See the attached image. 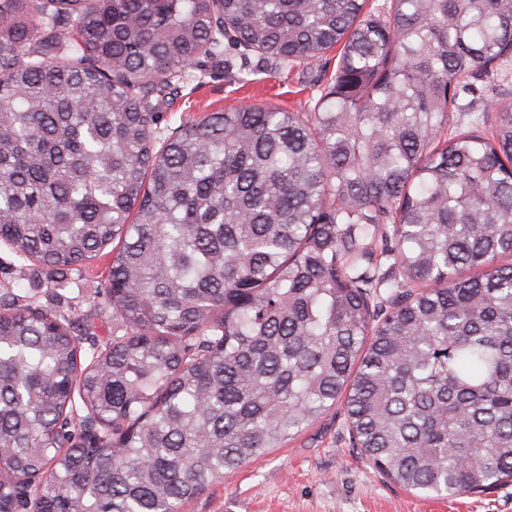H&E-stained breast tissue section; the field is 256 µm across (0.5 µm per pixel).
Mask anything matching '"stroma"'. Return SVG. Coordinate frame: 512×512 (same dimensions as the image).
Here are the masks:
<instances>
[{"label":"stroma","mask_w":512,"mask_h":512,"mask_svg":"<svg viewBox=\"0 0 512 512\" xmlns=\"http://www.w3.org/2000/svg\"><path fill=\"white\" fill-rule=\"evenodd\" d=\"M336 50L288 69L234 46L221 57L200 56L156 93L153 126L158 138L211 112L254 102L289 112L306 111L337 66ZM112 262L102 250L64 287H53L49 270L0 246V289L37 295L48 309L75 317L82 347L112 335L105 280ZM184 512H512V483L450 499L423 498L383 478L353 448L340 410L333 409L283 447L254 458L233 477L215 482Z\"/></svg>","instance_id":"1"}]
</instances>
